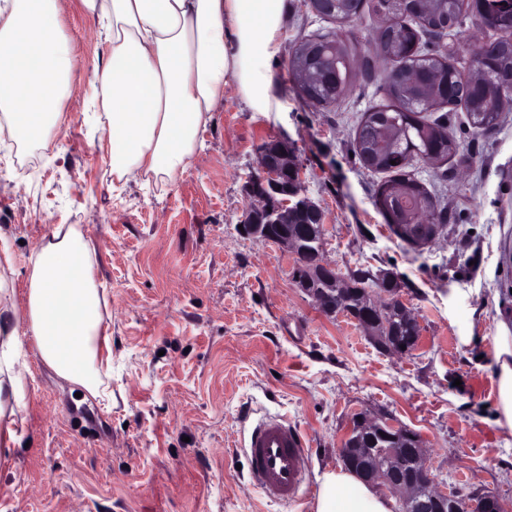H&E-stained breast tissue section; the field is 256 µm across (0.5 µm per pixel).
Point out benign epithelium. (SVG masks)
Returning a JSON list of instances; mask_svg holds the SVG:
<instances>
[{"mask_svg":"<svg viewBox=\"0 0 512 512\" xmlns=\"http://www.w3.org/2000/svg\"><path fill=\"white\" fill-rule=\"evenodd\" d=\"M245 192L250 205L240 221V234L278 244L293 257L292 279L296 287L310 297L318 310L336 315V291H345L349 280L323 256L324 214L320 207L304 196L302 167L295 150L285 141L272 138L258 147V164L247 177ZM379 288L363 304L346 312V316L364 331L381 351L404 355L413 351L420 332L407 336L380 323L373 307L379 296L387 305L399 308L411 324L415 318L390 279H378ZM388 443V451L411 457L409 469L391 466L386 469L372 464L378 442ZM339 452L345 464L365 480L394 495L402 512H460L464 500L443 491L425 461L426 448L421 435L393 422L382 413L371 417L358 414L340 439ZM477 512H501L493 496L474 498Z\"/></svg>","mask_w":512,"mask_h":512,"instance_id":"7a95c632","label":"benign epithelium"}]
</instances>
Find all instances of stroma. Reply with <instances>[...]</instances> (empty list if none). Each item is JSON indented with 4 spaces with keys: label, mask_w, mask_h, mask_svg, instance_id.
<instances>
[{
    "label": "stroma",
    "mask_w": 512,
    "mask_h": 512,
    "mask_svg": "<svg viewBox=\"0 0 512 512\" xmlns=\"http://www.w3.org/2000/svg\"><path fill=\"white\" fill-rule=\"evenodd\" d=\"M58 24L80 62L78 92L61 103L60 152L29 156L0 142V241L21 291L40 241L56 225H82L109 302L112 400L77 401L23 337L26 444L0 447V512H313L319 479L341 466L340 438L361 411L419 432L443 489L491 495L512 512V433L490 423L496 325L512 318V111L489 134L462 108L444 111L457 152L410 172L447 219L438 240L414 247L374 205L380 174L353 155L363 113L386 102L371 41L378 16L365 14L356 30L369 71L317 110L293 90L288 61L297 37L332 23L288 0L272 64L288 111L264 118L225 87L205 150L169 188L113 184L83 117L107 46L81 0H64ZM271 137L295 148L325 213L326 259L344 275L362 267L396 278L419 323L416 350L380 353L348 317L322 315L296 288L285 250L239 233L243 176ZM452 288L460 315L473 317L468 348L448 316ZM265 413L307 443L288 504L251 482L245 439Z\"/></svg>",
    "instance_id": "obj_1"
}]
</instances>
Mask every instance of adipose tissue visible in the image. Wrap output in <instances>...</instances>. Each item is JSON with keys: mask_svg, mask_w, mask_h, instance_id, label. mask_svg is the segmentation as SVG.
<instances>
[{"mask_svg": "<svg viewBox=\"0 0 512 512\" xmlns=\"http://www.w3.org/2000/svg\"><path fill=\"white\" fill-rule=\"evenodd\" d=\"M108 45L94 69L95 123L112 145L116 180L174 185L205 147L204 134L235 84L264 117L287 111L274 88L286 0H82ZM62 0H0V138L56 147L64 80L77 65L52 25ZM96 255L81 225L60 224L31 253L24 302L12 286L11 255L0 256V444H20L15 406L22 335L65 382L111 401L108 302ZM497 427L512 432V323L494 338ZM314 512H392L391 501L352 470L326 471Z\"/></svg>", "mask_w": 512, "mask_h": 512, "instance_id": "1", "label": "adipose tissue"}]
</instances>
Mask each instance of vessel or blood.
<instances>
[{
  "label": "vessel or blood",
  "instance_id": "1",
  "mask_svg": "<svg viewBox=\"0 0 512 512\" xmlns=\"http://www.w3.org/2000/svg\"><path fill=\"white\" fill-rule=\"evenodd\" d=\"M254 485L281 502L294 501L304 479L306 450L286 419L268 416L252 430L246 445Z\"/></svg>",
  "mask_w": 512,
  "mask_h": 512
}]
</instances>
